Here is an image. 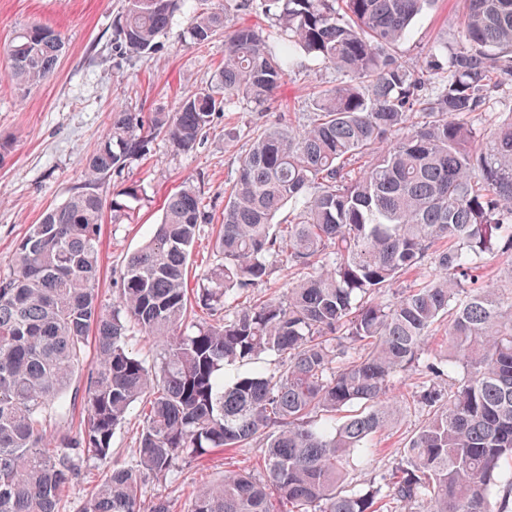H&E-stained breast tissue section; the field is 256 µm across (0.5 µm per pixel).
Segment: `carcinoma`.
<instances>
[{"instance_id":"carcinoma-1","label":"carcinoma","mask_w":512,"mask_h":512,"mask_svg":"<svg viewBox=\"0 0 512 512\" xmlns=\"http://www.w3.org/2000/svg\"><path fill=\"white\" fill-rule=\"evenodd\" d=\"M186 2L125 0L115 41L149 52ZM434 2L260 0L280 32L276 51L226 9L193 12L192 43L224 37L210 84L172 112L113 111L85 159L84 190L30 225L0 276V512H62L89 467L110 463L112 437L136 407V463L109 467L78 512H143L146 481L254 444L266 478L227 471L196 488L187 512H381V486L341 490L345 465L372 453L404 403L396 379L417 370L444 319L448 350L421 369L428 418L386 487L425 512H512V480L498 478L512 463V295L475 273L476 258L512 252V116L490 130L470 121L512 77V0H465L458 48L415 69L396 47ZM64 48L49 27L23 29L7 47L10 79L42 84ZM302 55L344 81L315 92L308 124L257 129L225 195L220 262L188 288L204 206L185 185L103 305L105 213L127 220L126 199L138 197L131 186L107 200L112 173L159 134L193 148L215 113L242 100L265 111ZM287 205L288 223H273ZM428 256L421 283L386 299ZM277 260L298 275L285 297L230 313L228 301ZM137 336L156 344L152 362L130 348ZM265 354L278 357L269 374L226 372ZM452 366L464 374L444 394L437 380ZM83 370L74 428L70 389Z\"/></svg>"}]
</instances>
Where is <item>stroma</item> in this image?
<instances>
[{"label":"stroma","instance_id":"1","mask_svg":"<svg viewBox=\"0 0 512 512\" xmlns=\"http://www.w3.org/2000/svg\"><path fill=\"white\" fill-rule=\"evenodd\" d=\"M124 0H0V275L9 272L17 243L29 225L38 223L47 207L61 204L86 183L84 159L107 131L112 112H171L181 97L204 86L224 59V41L195 46L188 34V10L175 14L167 33L154 49L128 56L113 38ZM464 12L462 0H435L416 17L397 52L407 63L420 66L431 47L455 50ZM31 24L59 32L65 51L54 76L24 89L9 77L6 48ZM342 76L335 69L300 58L278 89L267 111L242 104L216 113L201 141L193 148L174 147L164 137L148 145L144 155L112 174L105 185L113 193L134 185L139 189L132 221L105 222L100 239L99 298L111 304L128 255L152 234L166 197L183 184L198 191L206 205L188 269L196 284L215 265V239L224 222V191L235 180L248 153L254 131L278 117L304 123L311 110L309 94L319 85H335ZM418 374L400 377L397 393L406 395L394 424L377 439L379 450L370 461L349 468L348 490L384 484L401 462L404 448L427 416L409 396L419 391ZM263 452L215 450L201 459L180 464L167 480L147 481L144 501L157 495L169 498L174 512H187L196 486L210 482L224 470L251 468L264 477Z\"/></svg>","mask_w":512,"mask_h":512}]
</instances>
